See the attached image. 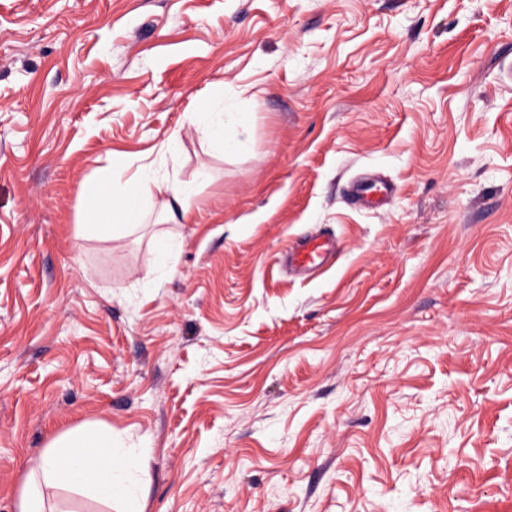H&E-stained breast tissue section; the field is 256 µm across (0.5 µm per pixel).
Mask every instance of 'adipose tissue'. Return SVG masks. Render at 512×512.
<instances>
[{
  "mask_svg": "<svg viewBox=\"0 0 512 512\" xmlns=\"http://www.w3.org/2000/svg\"><path fill=\"white\" fill-rule=\"evenodd\" d=\"M221 101L213 97L189 114L190 124L197 126L225 151H233L247 131L245 119L225 121ZM124 156L113 158V174L104 175L88 189L86 208L105 224H120L132 231L143 224L144 198L163 195L162 212L170 218H188L196 192L190 183L159 175L152 167H139L126 182L122 192H115V172L124 170ZM133 458L117 459L113 452L112 433L92 426H81L57 438L36 458L20 492L17 512H57L45 498L49 489L75 492L104 505L121 504L123 512H139L137 497L125 479L137 469Z\"/></svg>",
  "mask_w": 512,
  "mask_h": 512,
  "instance_id": "obj_1",
  "label": "adipose tissue"
}]
</instances>
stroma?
Returning a JSON list of instances; mask_svg holds the SVG:
<instances>
[{"label":"stroma","instance_id":"obj_1","mask_svg":"<svg viewBox=\"0 0 512 512\" xmlns=\"http://www.w3.org/2000/svg\"><path fill=\"white\" fill-rule=\"evenodd\" d=\"M116 154L189 218L87 232ZM84 424L142 512H512V0H0V512ZM222 110L223 112H220ZM188 120L190 124L197 126L208 138L224 148V153L233 151L239 143V138L247 133L248 129L247 122L243 118L234 122L224 120V101L217 97L206 100L195 112H190ZM395 193L396 187L388 181H356L348 187L347 200L359 208L376 209L388 205ZM336 252V240L324 232H318L293 243L284 254V262L289 271L299 272L327 262Z\"/></svg>","mask_w":512,"mask_h":512}]
</instances>
